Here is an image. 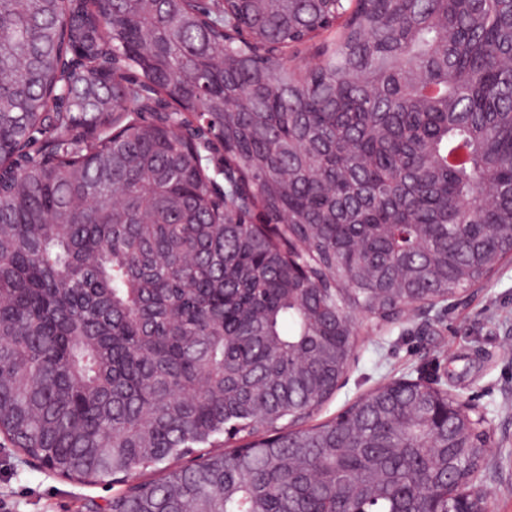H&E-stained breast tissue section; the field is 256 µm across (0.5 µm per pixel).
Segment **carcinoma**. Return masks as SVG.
Masks as SVG:
<instances>
[{"label":"carcinoma","instance_id":"cac0c4a2","mask_svg":"<svg viewBox=\"0 0 512 512\" xmlns=\"http://www.w3.org/2000/svg\"><path fill=\"white\" fill-rule=\"evenodd\" d=\"M509 260L512 0H0V433L70 479L164 472L112 512H344L347 483L448 512L483 440L448 477L425 411L391 420L409 390L301 424L358 315Z\"/></svg>","mask_w":512,"mask_h":512}]
</instances>
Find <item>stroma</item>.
Returning a JSON list of instances; mask_svg holds the SVG:
<instances>
[{
  "label": "stroma",
  "mask_w": 512,
  "mask_h": 512,
  "mask_svg": "<svg viewBox=\"0 0 512 512\" xmlns=\"http://www.w3.org/2000/svg\"><path fill=\"white\" fill-rule=\"evenodd\" d=\"M437 379L492 421L482 482L491 512H512V263L454 305L360 334L335 395L312 418L334 419L378 386ZM112 483H80L23 465L0 436V512H97L121 492Z\"/></svg>",
  "instance_id": "obj_1"
}]
</instances>
